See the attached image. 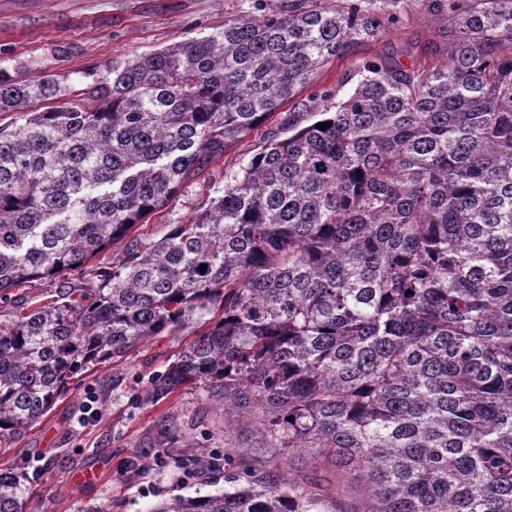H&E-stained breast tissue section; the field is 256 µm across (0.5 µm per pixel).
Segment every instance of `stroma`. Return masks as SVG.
<instances>
[{
    "mask_svg": "<svg viewBox=\"0 0 512 512\" xmlns=\"http://www.w3.org/2000/svg\"><path fill=\"white\" fill-rule=\"evenodd\" d=\"M288 0H0V73L26 79L37 73L57 75L78 91L104 76L110 64L147 54L192 37L222 29L229 17L258 18L282 9ZM402 24L389 34L358 47L323 69L319 88L354 90L345 74L366 58L411 66L423 61L446 36L442 20L424 12L418 0H401ZM283 121L273 118L227 150L209 175L183 186L159 213L150 215L140 233L161 232L163 225L195 217L223 189L224 178L246 164L263 143L285 137ZM115 251L95 258L82 272L35 280L12 291L26 298L68 288H85L110 269ZM193 334L157 336L125 357L106 359L76 375L65 395L41 420L17 436L0 437V468L26 474L33 512H150L175 496L222 493L225 475L261 466L279 481L302 482L311 472L305 453L254 462L251 428L224 421L222 403L204 384L185 386L166 399L147 398L153 376L163 372ZM96 397L98 414L88 411ZM164 450L172 458L220 471L190 477L155 462L141 466L148 453Z\"/></svg>",
    "mask_w": 512,
    "mask_h": 512,
    "instance_id": "35a3bbf8",
    "label": "stroma"
}]
</instances>
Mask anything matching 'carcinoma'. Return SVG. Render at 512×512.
Returning a JSON list of instances; mask_svg holds the SVG:
<instances>
[{
  "label": "carcinoma",
  "mask_w": 512,
  "mask_h": 512,
  "mask_svg": "<svg viewBox=\"0 0 512 512\" xmlns=\"http://www.w3.org/2000/svg\"><path fill=\"white\" fill-rule=\"evenodd\" d=\"M396 2L288 0L77 92L0 74V292L122 245L95 287L0 318V434L90 364L192 330L149 397L206 383L256 454L310 452L362 512H512V0H420L451 29L431 64L362 63L200 214L133 233ZM328 490L245 469L152 512H315ZM29 500L0 469V512Z\"/></svg>",
  "instance_id": "obj_1"
}]
</instances>
